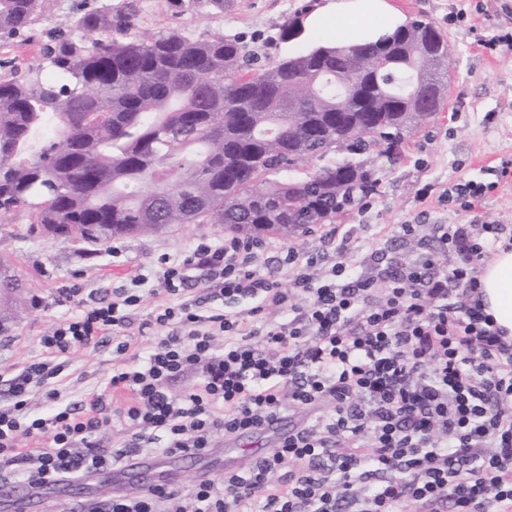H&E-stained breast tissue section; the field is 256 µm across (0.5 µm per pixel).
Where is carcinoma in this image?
<instances>
[{
  "instance_id": "cac0c4a2",
  "label": "carcinoma",
  "mask_w": 512,
  "mask_h": 512,
  "mask_svg": "<svg viewBox=\"0 0 512 512\" xmlns=\"http://www.w3.org/2000/svg\"><path fill=\"white\" fill-rule=\"evenodd\" d=\"M55 2L0 0V36H25ZM135 16L129 3L86 11L50 35L37 65L0 71V222L95 245L171 224L297 239L377 182L352 159L289 172L331 151L395 154L445 104L454 49L427 22L252 65L259 52L235 37L136 32Z\"/></svg>"
}]
</instances>
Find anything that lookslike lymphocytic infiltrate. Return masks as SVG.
Instances as JSON below:
<instances>
[{"label": "lymphocytic infiltrate", "instance_id": "lymphocytic-infiltrate-1", "mask_svg": "<svg viewBox=\"0 0 512 512\" xmlns=\"http://www.w3.org/2000/svg\"><path fill=\"white\" fill-rule=\"evenodd\" d=\"M505 225H440L443 252L371 278L326 255L289 248L282 283L262 274L263 244L228 237L161 258L157 283L170 302L143 323L146 275L64 318L41 337L42 354L8 380L0 405V483L30 489L74 481L129 455L213 453L218 438L277 430L274 448L225 470L221 481L120 491L89 512H512V339L484 313L478 267ZM214 286L189 295L196 272ZM250 300L249 309L226 305ZM283 313L263 319L267 309ZM152 336L136 360L131 331ZM111 345L121 359L82 406H60L63 359ZM195 373L188 390L170 384ZM43 389L54 410L24 418ZM312 420L279 432L286 407ZM119 419L115 451L94 433ZM53 445L37 447L43 434ZM32 440L29 448L21 439Z\"/></svg>", "mask_w": 512, "mask_h": 512}]
</instances>
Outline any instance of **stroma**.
<instances>
[{"instance_id":"35a3bbf8","label":"stroma","mask_w":512,"mask_h":512,"mask_svg":"<svg viewBox=\"0 0 512 512\" xmlns=\"http://www.w3.org/2000/svg\"><path fill=\"white\" fill-rule=\"evenodd\" d=\"M121 2L57 0L52 17L33 25L27 40L0 43V62L11 59L22 66L35 65L50 32L65 27L81 12ZM391 2L407 19L432 22L451 40L455 56L445 109L411 135L399 159L376 151L366 154L377 181L368 207L347 212L294 243L267 236L268 247L260 260L263 274L285 279L279 260L288 247L319 253L332 233L350 239L344 264L371 276L433 253L439 248L438 225L470 221L468 213L440 199L454 184L469 180L488 187L480 206L486 220L512 228V177L501 179L496 174L502 161H512V46L492 52L482 46L484 40L512 31V0ZM303 5L304 0H230L223 13L206 15L178 11L169 0H140L136 24L147 32L235 36L278 59L287 56L289 47L281 31ZM426 188L431 194L425 198L421 192ZM408 223L416 225L419 245L398 238L399 225ZM225 236L217 224H174L158 233L119 238L111 245L87 246L36 234L19 219L0 224V256L10 260L29 288L25 312L0 333V404L11 401L7 378L40 357V339L55 322L79 312L90 301L111 297L113 289L128 285L131 276L150 273L161 256L183 255L201 242L219 244ZM116 246L121 249L117 258L112 255ZM72 285L79 287V294L65 297L63 288ZM116 366L110 349L74 351L60 385L64 403L80 402L102 389ZM275 442L272 433L255 431L220 444L212 455L178 457L173 469L182 483L203 471L217 478L225 464L269 452Z\"/></svg>"}]
</instances>
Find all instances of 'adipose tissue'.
I'll list each match as a JSON object with an SVG mask.
<instances>
[{
  "mask_svg": "<svg viewBox=\"0 0 512 512\" xmlns=\"http://www.w3.org/2000/svg\"><path fill=\"white\" fill-rule=\"evenodd\" d=\"M405 22L390 0H322L302 18L300 32L340 47L378 40ZM479 288L485 313L512 338V249L483 263Z\"/></svg>",
  "mask_w": 512,
  "mask_h": 512,
  "instance_id": "obj_1",
  "label": "adipose tissue"
}]
</instances>
